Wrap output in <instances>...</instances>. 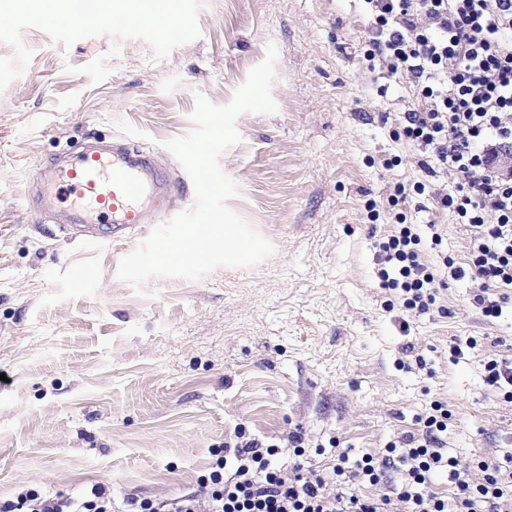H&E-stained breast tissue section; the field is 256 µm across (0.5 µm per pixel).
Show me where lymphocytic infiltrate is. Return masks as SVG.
<instances>
[{
    "label": "lymphocytic infiltrate",
    "mask_w": 512,
    "mask_h": 512,
    "mask_svg": "<svg viewBox=\"0 0 512 512\" xmlns=\"http://www.w3.org/2000/svg\"><path fill=\"white\" fill-rule=\"evenodd\" d=\"M369 17L363 57L368 71L409 83L415 101L395 113V139L425 152L421 166L452 181L433 191L439 210L470 239L466 265L444 259L452 278H470L471 299L485 317L512 302V173L497 165L512 147V0H364ZM423 239L406 214L377 242L378 278L401 308L434 309L441 285L422 263ZM501 289L489 299V288ZM447 404L432 402L421 435L390 444L385 458L340 452L337 464L302 475L277 458L276 445L236 432L234 448H216L196 488L155 501H115L104 488L79 498L28 489L0 501V512H512V452L464 464L436 445L448 429ZM396 466L398 481L387 470ZM447 492L434 490L436 472Z\"/></svg>",
    "instance_id": "lymphocytic-infiltrate-1"
}]
</instances>
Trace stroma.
<instances>
[{"label": "stroma", "mask_w": 512, "mask_h": 512, "mask_svg": "<svg viewBox=\"0 0 512 512\" xmlns=\"http://www.w3.org/2000/svg\"><path fill=\"white\" fill-rule=\"evenodd\" d=\"M140 4L114 0L111 21L77 30L31 0L0 6V500L29 487L80 497L97 483L118 500L165 498L195 486L210 448L241 426L283 447L292 432L325 445L302 459L307 470L338 447L380 457L420 434L434 400L452 413L438 440L448 455L511 450L512 403L485 383L483 362L512 357V317H483L467 280L415 317L377 278L389 195L442 180L382 121L411 90L393 78L385 96L371 90L362 0H173L190 20L176 35L123 25ZM271 44L277 110L238 118L242 140L221 167L238 185L230 207L274 254L198 280L120 279L153 224L195 201L165 141L192 130L196 94L230 103ZM94 141L138 147L171 185L124 244L71 237L30 190L40 168ZM405 212L442 234L422 263L466 262L464 226L432 197L411 193ZM470 336L478 347L452 359Z\"/></svg>", "instance_id": "obj_1"}]
</instances>
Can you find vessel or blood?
I'll return each instance as SVG.
<instances>
[{
    "mask_svg": "<svg viewBox=\"0 0 512 512\" xmlns=\"http://www.w3.org/2000/svg\"><path fill=\"white\" fill-rule=\"evenodd\" d=\"M167 189L151 158L128 147L92 148L41 176L43 199L72 198V207L62 211L64 218L92 225L103 243L125 240L134 226L147 223L149 206H162Z\"/></svg>",
    "mask_w": 512,
    "mask_h": 512,
    "instance_id": "1",
    "label": "vessel or blood"
}]
</instances>
